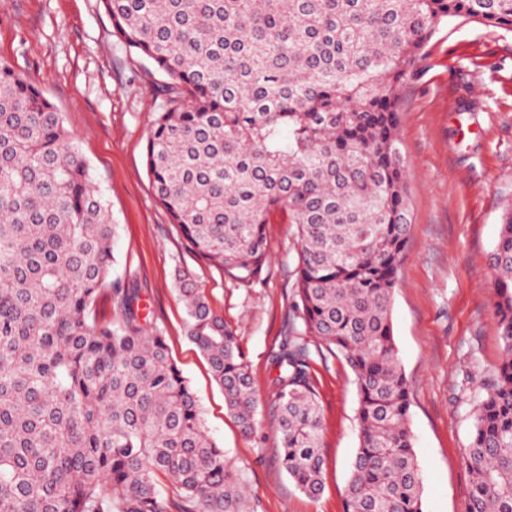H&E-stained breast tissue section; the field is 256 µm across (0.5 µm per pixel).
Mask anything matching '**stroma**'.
I'll list each match as a JSON object with an SVG mask.
<instances>
[{"label": "stroma", "instance_id": "stroma-1", "mask_svg": "<svg viewBox=\"0 0 512 512\" xmlns=\"http://www.w3.org/2000/svg\"><path fill=\"white\" fill-rule=\"evenodd\" d=\"M0 59L43 89L76 136L117 226L112 279L136 289L142 313L163 329L254 512H342L358 446V391L346 363L326 352L313 369L323 418L320 497L289 479L272 424L268 357L291 315L295 225H269L267 271L251 288L189 251L157 204L146 167L160 101L98 0H0ZM398 108L412 227L392 297L393 333L410 392L424 512H464L471 475L463 454L478 396L503 349L488 255L512 204V26L449 18L400 87ZM179 264L195 272L237 332L260 403L253 436L226 414L223 391L185 334L173 279Z\"/></svg>", "mask_w": 512, "mask_h": 512}]
</instances>
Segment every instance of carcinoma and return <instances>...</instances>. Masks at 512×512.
I'll list each match as a JSON object with an SVG mask.
<instances>
[{"instance_id":"obj_1","label":"carcinoma","mask_w":512,"mask_h":512,"mask_svg":"<svg viewBox=\"0 0 512 512\" xmlns=\"http://www.w3.org/2000/svg\"><path fill=\"white\" fill-rule=\"evenodd\" d=\"M156 77L155 197L187 247L263 280L266 226L297 228L296 322L270 355L281 464L324 489L312 373L326 349L359 394L343 512H424L410 394L390 319L410 238L396 89L449 17L512 25V0H99ZM117 225L43 90L0 60V512H247L244 479L133 288ZM503 359L464 461L465 512H512V208L490 254ZM186 335L255 432L236 330L177 267ZM106 295L119 316L98 322Z\"/></svg>"}]
</instances>
